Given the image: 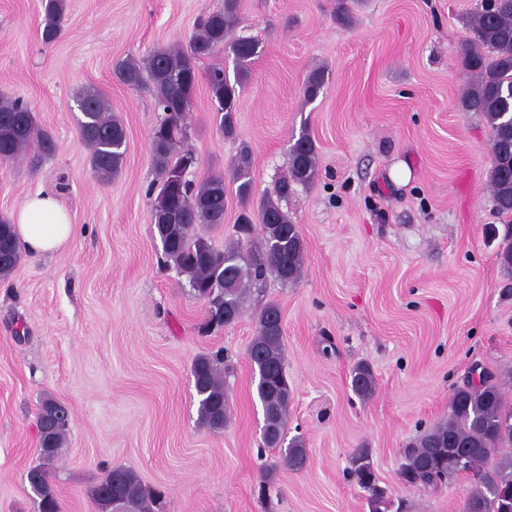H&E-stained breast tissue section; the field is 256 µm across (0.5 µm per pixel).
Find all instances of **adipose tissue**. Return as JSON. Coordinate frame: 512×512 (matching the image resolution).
<instances>
[{
	"label": "adipose tissue",
	"mask_w": 512,
	"mask_h": 512,
	"mask_svg": "<svg viewBox=\"0 0 512 512\" xmlns=\"http://www.w3.org/2000/svg\"><path fill=\"white\" fill-rule=\"evenodd\" d=\"M15 232L30 253L60 250L73 234L69 216L48 194L29 197L12 215Z\"/></svg>",
	"instance_id": "1"
}]
</instances>
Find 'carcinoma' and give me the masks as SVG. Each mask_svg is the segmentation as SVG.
<instances>
[{
	"label": "carcinoma",
	"instance_id": "cac0c4a2",
	"mask_svg": "<svg viewBox=\"0 0 512 512\" xmlns=\"http://www.w3.org/2000/svg\"><path fill=\"white\" fill-rule=\"evenodd\" d=\"M42 40L49 44L64 33L65 0H43ZM242 23L240 0H223L221 8L205 15L186 46L153 51L139 62H118L114 74L134 88L147 89L164 118L151 135L153 166L159 193L152 207L155 225L166 261L184 276L193 296L207 306L202 329L218 330L244 312L251 288L270 275L294 283L302 274L306 245L281 201L295 185H309L318 174V151L307 130L289 150L288 176L279 181L276 197L254 201L251 153L242 148L231 167L234 187L226 186L224 172H213L201 181L182 178L195 155L181 149L187 138L184 123L200 79L208 83L211 101L218 106L219 128L226 137L235 135V114L251 64L262 52L259 40L233 37ZM473 37L462 49L464 68L472 81L460 98L465 112L481 114L490 129L488 181L498 214L509 219L504 225L498 258L512 269V0H480L471 19ZM235 58L234 79L213 66L200 73L196 63L224 51ZM326 82L325 68L318 66L306 76L305 101L317 98ZM83 120L79 131L91 151V167L97 180L112 183L122 166L126 131L112 114L106 99L95 91L80 96ZM36 151L35 163L51 157L55 143L40 127L35 112L21 99L0 101V163ZM234 192L240 211L236 224H256V236L237 239L222 249L199 232L203 225L224 223L228 193ZM22 258L13 224L0 216V278H8ZM281 311L268 303L257 317L256 336L248 358L257 379L256 391L263 412V440L278 448L280 464L293 471L307 463L305 441L287 438L292 383L288 378L282 343ZM198 400V425L212 432L224 430L229 403L224 387V352L197 355L191 365ZM356 395L368 399L375 393L371 370L357 365L351 373ZM38 444L42 463L29 469L28 482L37 497L38 512H60L54 483L47 466L61 455L69 427L68 410L52 398L37 409ZM464 457L458 465V457ZM350 476L366 495L368 512H402L375 474L368 455L351 459ZM470 477V490L463 512H512V403L501 383L490 373L455 387L448 418L420 433L407 448L399 473L411 487L437 490L462 473ZM99 512H166L165 494L142 483L137 474L122 466L112 467L94 490Z\"/></svg>",
	"mask_w": 512,
	"mask_h": 512
}]
</instances>
